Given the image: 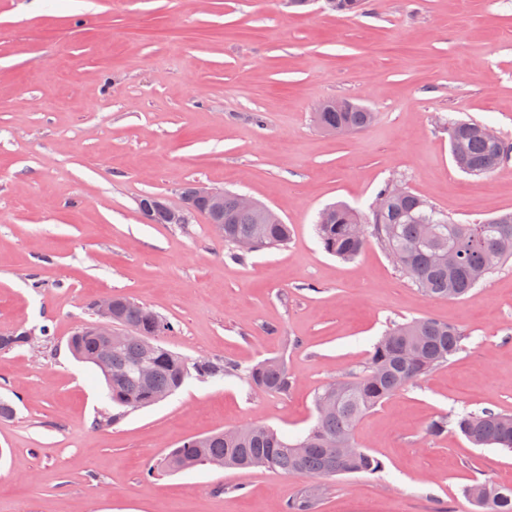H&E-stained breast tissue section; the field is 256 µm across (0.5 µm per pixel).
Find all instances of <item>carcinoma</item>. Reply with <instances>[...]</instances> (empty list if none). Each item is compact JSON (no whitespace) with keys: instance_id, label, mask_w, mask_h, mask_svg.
Masks as SVG:
<instances>
[{"instance_id":"obj_1","label":"carcinoma","mask_w":512,"mask_h":512,"mask_svg":"<svg viewBox=\"0 0 512 512\" xmlns=\"http://www.w3.org/2000/svg\"><path fill=\"white\" fill-rule=\"evenodd\" d=\"M375 113L350 100L330 101L314 115L322 130L348 135L367 128ZM484 126L465 120L448 123L452 156L462 171L481 176L491 173L504 158L503 142L483 134ZM386 183L376 198L379 208L369 213L336 204L323 209L314 230L323 249L343 260H353L371 243L381 245L393 262L419 290L431 299H457L467 295L507 259L512 257V212L501 213L477 224H456L424 198L405 190L393 191ZM224 245L229 255L242 259L253 250L286 246L291 230L286 224H270L259 210L240 206L238 194L224 193ZM116 313L121 325L153 337L152 375L142 381L132 366L144 355L140 338L126 336L112 347V369L120 377L104 378L107 397L118 407H149L174 394L189 379H222L230 371L241 375L252 388L271 392L288 390V370L278 359L253 365L227 366L214 359H189L161 345L159 337L172 331L171 323L128 297H118ZM464 333L458 327L432 318H419L390 328L374 344L363 375L336 381L319 391L315 408L326 402L335 408L316 414L315 422L295 440L258 424L218 431L184 440L162 459L163 468L180 472L202 467L214 458L224 459L227 469L267 468L285 475L304 474L327 478V469L338 474H379L382 462L353 440L359 419L382 401L448 363L461 349ZM68 348L79 361L95 364L97 337L70 336ZM477 447L512 449V413L492 410L462 412L430 423L428 434L440 435L448 426ZM465 494L479 512H512V488L490 482L468 486ZM319 495L302 491L288 503V512H317Z\"/></svg>"}]
</instances>
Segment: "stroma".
I'll return each instance as SVG.
<instances>
[{"label":"stroma","instance_id":"stroma-1","mask_svg":"<svg viewBox=\"0 0 512 512\" xmlns=\"http://www.w3.org/2000/svg\"><path fill=\"white\" fill-rule=\"evenodd\" d=\"M375 112L346 136L319 107ZM490 126L507 153L487 177L453 161L448 122ZM452 220L512 211V0H0V334L50 330L0 351V512H474L467 486L512 487V452L428 424L463 410L512 413V260L464 299L434 300L379 245L326 253L327 205L368 212L388 181ZM245 194L292 228L288 245L231 259L198 213L154 224L147 195L181 206L184 182ZM122 294L175 326L191 358L277 357L290 385L191 380L156 405H111L67 340L92 302ZM459 327L447 364L365 414L355 440L378 475L315 479L199 467L147 476L188 437L251 423L293 439L324 386L359 375L391 324Z\"/></svg>","mask_w":512,"mask_h":512}]
</instances>
